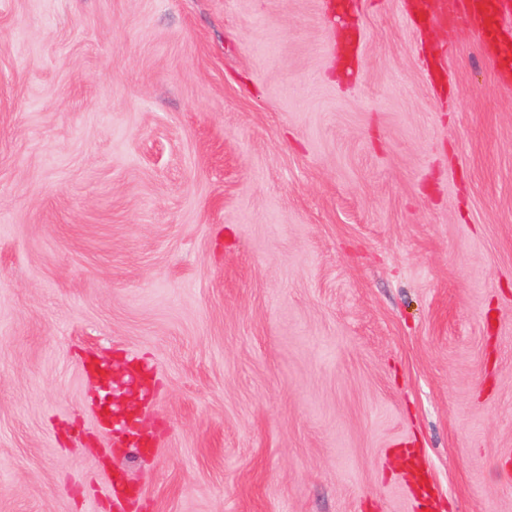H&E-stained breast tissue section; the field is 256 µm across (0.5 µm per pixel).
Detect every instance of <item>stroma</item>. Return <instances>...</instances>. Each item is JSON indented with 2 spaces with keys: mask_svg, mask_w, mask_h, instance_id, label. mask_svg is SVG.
I'll return each mask as SVG.
<instances>
[{
  "mask_svg": "<svg viewBox=\"0 0 512 512\" xmlns=\"http://www.w3.org/2000/svg\"><path fill=\"white\" fill-rule=\"evenodd\" d=\"M329 2L0 0V512H512V82Z\"/></svg>",
  "mask_w": 512,
  "mask_h": 512,
  "instance_id": "1",
  "label": "stroma"
}]
</instances>
